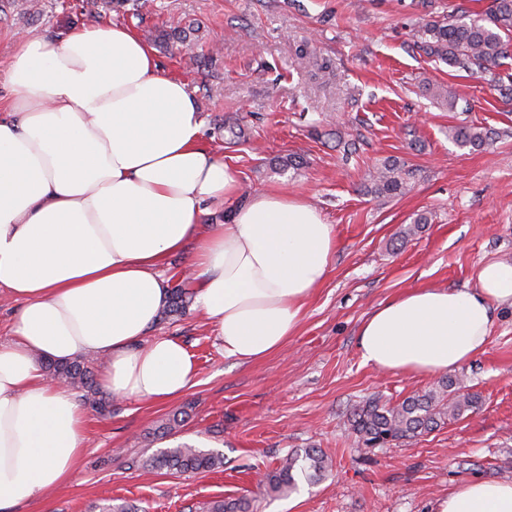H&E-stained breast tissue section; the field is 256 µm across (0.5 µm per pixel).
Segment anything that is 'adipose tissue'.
<instances>
[{
	"label": "adipose tissue",
	"instance_id": "obj_1",
	"mask_svg": "<svg viewBox=\"0 0 512 512\" xmlns=\"http://www.w3.org/2000/svg\"><path fill=\"white\" fill-rule=\"evenodd\" d=\"M0 97V292L17 303L0 342V512L64 483L84 450V413L41 359L94 355L115 396L169 402L193 385L186 346L150 336L169 297L172 256L190 252L195 306L225 357L279 351L326 279L336 233L300 194L241 198L235 171L201 145L205 121L115 22L14 45ZM225 212H218V205ZM512 305V262L481 264L472 288L424 287L364 321V363L436 376L488 342ZM436 512H512V481L477 479Z\"/></svg>",
	"mask_w": 512,
	"mask_h": 512
}]
</instances>
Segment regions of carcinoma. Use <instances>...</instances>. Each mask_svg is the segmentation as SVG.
Returning a JSON list of instances; mask_svg holds the SVG:
<instances>
[{"label": "carcinoma", "instance_id": "1", "mask_svg": "<svg viewBox=\"0 0 512 512\" xmlns=\"http://www.w3.org/2000/svg\"><path fill=\"white\" fill-rule=\"evenodd\" d=\"M427 54L452 68L470 74H479L496 80V70L512 56V0H494L491 9L483 15L470 17L466 13L451 12L434 16L419 26ZM449 136L460 147L478 148L489 139L488 133L478 127L454 126ZM408 172L404 166L391 162L383 166L374 179L371 192L377 196H396L408 190ZM190 279L172 290L169 303L173 310L184 309L193 291L187 288ZM44 369L55 380L64 381L84 391L88 403L100 410L106 409L104 400L96 397L98 389L91 372L79 359L43 362ZM479 398L462 390L460 382L443 379L423 392H415L402 402L391 405L374 396L356 407L349 418L359 442L366 448H384L397 441L418 438L441 425L461 418L478 407ZM224 466L221 453L203 450L191 445H180L152 454L141 462L149 472L170 475L209 472ZM328 457L316 448H306L292 454L279 468L266 475L265 486L274 493H286L296 485V474L310 481L323 478L330 470ZM203 512H253L251 500L245 496L224 501L209 502Z\"/></svg>", "mask_w": 512, "mask_h": 512}]
</instances>
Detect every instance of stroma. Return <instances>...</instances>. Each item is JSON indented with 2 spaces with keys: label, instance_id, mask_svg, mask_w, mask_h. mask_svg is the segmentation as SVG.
<instances>
[{
  "label": "stroma",
  "instance_id": "1",
  "mask_svg": "<svg viewBox=\"0 0 512 512\" xmlns=\"http://www.w3.org/2000/svg\"><path fill=\"white\" fill-rule=\"evenodd\" d=\"M433 2L426 10L418 0H128L102 10L186 83L207 148L243 191L303 193L334 225L336 251L299 329L265 360L225 358L195 306L162 313L153 333L184 342L194 384L163 405L116 397L111 411L87 410L76 469L16 512H90L105 499L141 512H198L240 496L256 512H434L461 482L512 480V307L497 312L484 351L455 372L479 394L475 412L384 448L362 446L348 422L370 396L394 405L436 383L362 362L359 330L382 302L416 288H470L481 263L512 261V99L428 56L417 33L429 11L483 13L493 0ZM87 21L81 0H0V94L20 36H59ZM177 27L188 29V44L169 39ZM430 81L457 95L456 109L423 91ZM463 122L492 131L490 145L458 147L448 130ZM393 160L409 171L410 192L371 194ZM420 214L422 231L400 239ZM177 411L185 422L164 433L161 421ZM183 443L223 451V468L177 477L135 465ZM306 448L331 457V472L267 493L261 474Z\"/></svg>",
  "mask_w": 512,
  "mask_h": 512
}]
</instances>
